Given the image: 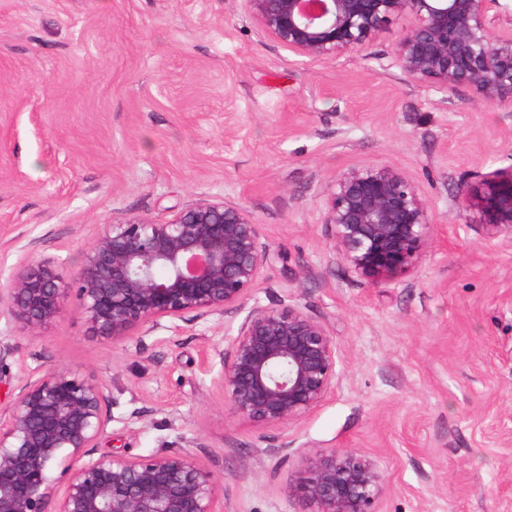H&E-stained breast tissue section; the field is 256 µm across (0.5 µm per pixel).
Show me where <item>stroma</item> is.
<instances>
[{"mask_svg":"<svg viewBox=\"0 0 512 512\" xmlns=\"http://www.w3.org/2000/svg\"><path fill=\"white\" fill-rule=\"evenodd\" d=\"M410 23L309 59L241 0H0V280L30 258L72 279L104 225L217 195L270 248L252 302L292 295L326 325L339 374L299 423L262 429L216 383L238 318L115 344L72 296L36 336L0 316L16 350L0 406L51 367L94 375L112 413L95 455L195 440L224 473V512H299L305 448L369 455L378 512H512V237L458 208L466 174L512 168V112L411 81L393 59ZM361 164L401 169L429 204L431 247L401 278L357 274L323 220L328 186Z\"/></svg>","mask_w":512,"mask_h":512,"instance_id":"35a3bbf8","label":"stroma"}]
</instances>
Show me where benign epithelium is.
<instances>
[{
  "mask_svg": "<svg viewBox=\"0 0 512 512\" xmlns=\"http://www.w3.org/2000/svg\"><path fill=\"white\" fill-rule=\"evenodd\" d=\"M259 32L309 58L361 48L393 20L412 19L394 63L443 91L475 89L512 110V29L493 35L499 0H242ZM461 189L481 224L512 236V171L474 173ZM334 248L375 282L406 274L425 257L434 224L415 181L390 165L342 172L324 197ZM270 261L260 225L216 196L153 222L107 224L67 281L51 258L32 259L0 281V313L36 335L60 318L76 290L90 332L120 343L168 329L166 322L241 316L217 384L232 412L262 427H286L336 387V348L325 325L287 295L271 306L247 300ZM112 421L105 384L68 368L29 376L0 411V512H224V476L183 441L149 455L92 458ZM291 488L300 512H377L384 480L366 454L305 448ZM64 478L57 488L51 473Z\"/></svg>",
  "mask_w": 512,
  "mask_h": 512,
  "instance_id": "1",
  "label": "benign epithelium"
}]
</instances>
